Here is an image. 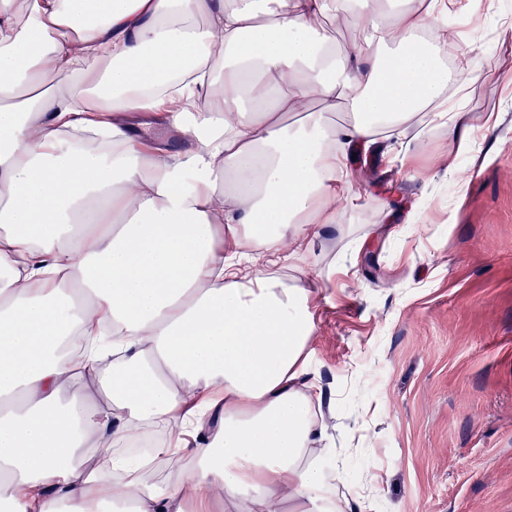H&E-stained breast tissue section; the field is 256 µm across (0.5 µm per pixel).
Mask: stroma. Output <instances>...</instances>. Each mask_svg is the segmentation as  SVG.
Segmentation results:
<instances>
[{
  "label": "stroma",
  "mask_w": 512,
  "mask_h": 512,
  "mask_svg": "<svg viewBox=\"0 0 512 512\" xmlns=\"http://www.w3.org/2000/svg\"><path fill=\"white\" fill-rule=\"evenodd\" d=\"M463 49L472 179L444 172L441 122L358 152L343 233L309 246L311 376L369 512H512V0H473Z\"/></svg>",
  "instance_id": "1"
}]
</instances>
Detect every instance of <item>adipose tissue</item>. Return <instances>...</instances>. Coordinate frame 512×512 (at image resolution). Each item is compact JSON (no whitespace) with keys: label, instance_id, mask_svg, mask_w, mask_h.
<instances>
[{"label":"adipose tissue","instance_id":"1","mask_svg":"<svg viewBox=\"0 0 512 512\" xmlns=\"http://www.w3.org/2000/svg\"><path fill=\"white\" fill-rule=\"evenodd\" d=\"M350 14L337 48L322 17ZM447 0H0V506L361 512L309 381L355 151L447 109ZM222 55H214V46ZM310 102L321 111H307ZM353 115L333 126L335 104ZM299 120H289V113Z\"/></svg>","mask_w":512,"mask_h":512}]
</instances>
